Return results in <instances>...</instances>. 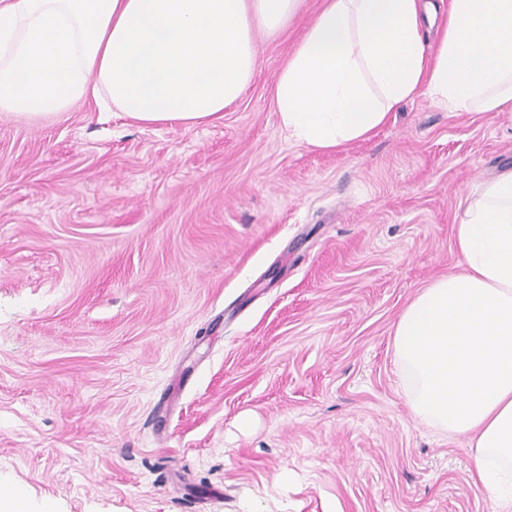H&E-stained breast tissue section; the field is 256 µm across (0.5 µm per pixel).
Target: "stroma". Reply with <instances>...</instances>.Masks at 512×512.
Segmentation results:
<instances>
[{"instance_id": "1", "label": "stroma", "mask_w": 512, "mask_h": 512, "mask_svg": "<svg viewBox=\"0 0 512 512\" xmlns=\"http://www.w3.org/2000/svg\"><path fill=\"white\" fill-rule=\"evenodd\" d=\"M301 0L223 120L0 114V487L24 512H495L467 436L418 422L394 326L464 269L512 104L420 93L366 139L289 137Z\"/></svg>"}]
</instances>
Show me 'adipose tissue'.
<instances>
[{
  "mask_svg": "<svg viewBox=\"0 0 512 512\" xmlns=\"http://www.w3.org/2000/svg\"><path fill=\"white\" fill-rule=\"evenodd\" d=\"M299 0H0V112L59 116L103 103L146 125L224 116ZM325 0L278 73L290 137L333 151L414 95L452 112L512 102V0ZM466 268L403 310L393 348L415 417L471 436L477 480L512 512V170L455 227Z\"/></svg>",
  "mask_w": 512,
  "mask_h": 512,
  "instance_id": "adipose-tissue-1",
  "label": "adipose tissue"
}]
</instances>
